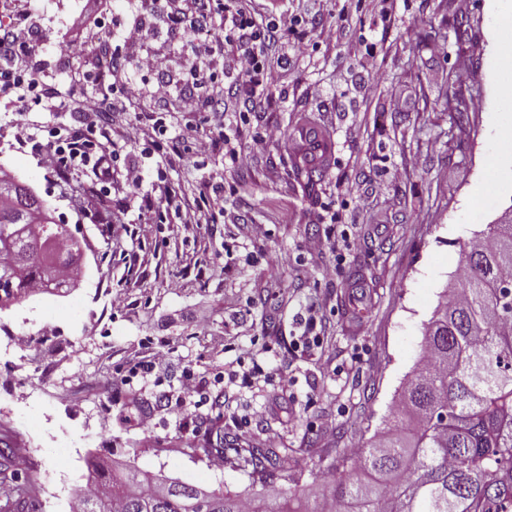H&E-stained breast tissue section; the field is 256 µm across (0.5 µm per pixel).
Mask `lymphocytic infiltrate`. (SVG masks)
<instances>
[{
	"label": "lymphocytic infiltrate",
	"instance_id": "1",
	"mask_svg": "<svg viewBox=\"0 0 512 512\" xmlns=\"http://www.w3.org/2000/svg\"><path fill=\"white\" fill-rule=\"evenodd\" d=\"M190 12L177 10L168 15L172 28L193 34L208 33L216 15L226 14L231 22L224 31L223 40H211L205 46L210 57L211 69L198 72L200 84L209 85L210 91L225 105L231 106L234 122L249 123L266 103L269 80L273 69L272 52L282 43L286 33L294 31L302 22L301 17L277 16L272 11L258 8L256 0H193ZM236 45L231 72L225 73L224 81L213 84L211 70L224 58L225 45ZM22 42L15 28L0 27V51L5 52L8 62L0 67V93L15 96L24 106L40 105L50 98L51 89L34 71L24 69L19 54ZM118 97L121 104H134L139 96L138 88L129 82L114 86L107 82L94 93H84L76 98H60L57 110L76 109L83 113L81 127L56 133L53 140L42 141L37 128L21 127L18 140L34 149L49 151L56 159L55 175L68 180L78 171L91 172L95 182L86 198L87 206L95 215H102L107 198L112 193V163L115 132L102 115L111 97ZM154 211L173 213L177 223L202 230L221 210V198L206 193L195 197L177 194L171 185H163L158 198L150 200Z\"/></svg>",
	"mask_w": 512,
	"mask_h": 512
}]
</instances>
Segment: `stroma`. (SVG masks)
Masks as SVG:
<instances>
[{
  "label": "stroma",
  "mask_w": 512,
  "mask_h": 512,
  "mask_svg": "<svg viewBox=\"0 0 512 512\" xmlns=\"http://www.w3.org/2000/svg\"><path fill=\"white\" fill-rule=\"evenodd\" d=\"M86 2L14 0L26 17L28 68L58 95L92 92L79 77L98 70L94 46L136 22L144 45L124 50L116 80L136 78L138 56L151 51L155 78L176 96L197 92L200 110L183 114L176 96L160 105L142 94L137 119L119 129L104 224L85 211L86 174L60 183L50 156L16 139L18 127L49 133L83 116L55 111L50 99L24 112L0 95V170L30 185L81 246L82 276L66 294L0 309V439L15 448L17 477L30 485L22 512H69L94 457L210 491L275 489L315 502L349 472L352 449L393 421L463 247L512 208V145L497 141L508 118L496 87L505 41L494 15L503 0H397L388 15L380 0L333 13L325 0H281L282 11L302 18L284 44L291 64L273 68L269 105L237 127L245 151L232 168L223 150L191 149L193 137L215 131L218 103L189 74L190 62L205 65L203 49L172 31L157 0H110L103 25L80 31L74 53L60 52ZM324 17L341 29L338 42L318 38ZM268 125L280 139L247 153ZM309 126L332 142L325 177L311 189L294 163ZM161 167L189 196L204 177L223 186L224 214L202 235L147 210ZM247 219L265 236H247ZM147 223L152 233L140 237ZM329 232L354 238L343 260L324 245ZM270 264L278 281L266 276ZM310 304L327 326L338 368L330 379L276 343ZM13 336L28 342L4 346ZM246 336L272 349L256 357L259 381L241 388L226 384L224 366ZM149 345L170 349L169 367L125 380L126 362ZM189 374L203 395L185 397L182 423L174 408ZM221 391L231 406L219 413L209 399ZM142 408L153 414L146 428L135 419ZM272 432L280 465L254 469L249 453L265 451ZM219 438L217 469L210 458Z\"/></svg>",
  "instance_id": "stroma-1"
}]
</instances>
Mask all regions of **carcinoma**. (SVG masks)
<instances>
[{
    "mask_svg": "<svg viewBox=\"0 0 512 512\" xmlns=\"http://www.w3.org/2000/svg\"><path fill=\"white\" fill-rule=\"evenodd\" d=\"M307 183L324 165L301 147ZM33 205L26 195L0 202V242L20 253L37 243L11 239ZM51 279L34 257L18 274L0 269V303L32 295ZM400 419L359 449L353 472L322 498L319 512H512V223L487 225L464 247L456 287L425 325L420 363L404 388ZM14 449L0 448V481L13 473ZM100 472L78 512H310L300 500H248L173 480Z\"/></svg>",
    "mask_w": 512,
    "mask_h": 512,
    "instance_id": "obj_1",
    "label": "carcinoma"
}]
</instances>
